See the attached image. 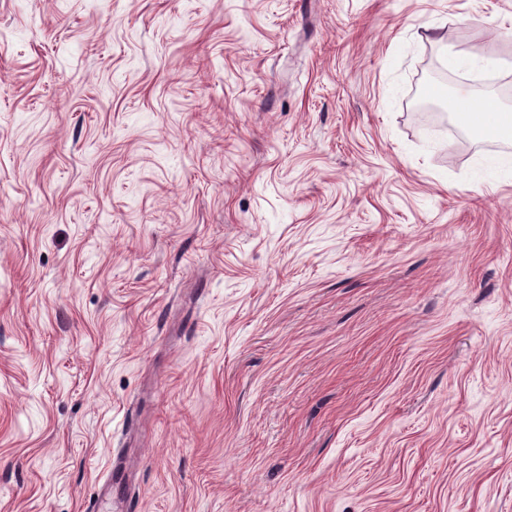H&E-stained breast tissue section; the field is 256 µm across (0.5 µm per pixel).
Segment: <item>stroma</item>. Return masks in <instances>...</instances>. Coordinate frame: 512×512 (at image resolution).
Listing matches in <instances>:
<instances>
[{"label":"stroma","instance_id":"obj_1","mask_svg":"<svg viewBox=\"0 0 512 512\" xmlns=\"http://www.w3.org/2000/svg\"><path fill=\"white\" fill-rule=\"evenodd\" d=\"M453 52L512 0H0V512H512Z\"/></svg>","mask_w":512,"mask_h":512}]
</instances>
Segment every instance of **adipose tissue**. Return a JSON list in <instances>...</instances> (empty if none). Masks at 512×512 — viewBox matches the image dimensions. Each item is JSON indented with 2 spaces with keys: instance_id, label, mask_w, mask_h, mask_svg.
I'll return each mask as SVG.
<instances>
[{
  "instance_id": "adipose-tissue-1",
  "label": "adipose tissue",
  "mask_w": 512,
  "mask_h": 512,
  "mask_svg": "<svg viewBox=\"0 0 512 512\" xmlns=\"http://www.w3.org/2000/svg\"><path fill=\"white\" fill-rule=\"evenodd\" d=\"M450 106L459 123L475 138L512 141V110L503 109L495 98L486 97L475 102L458 97Z\"/></svg>"
}]
</instances>
